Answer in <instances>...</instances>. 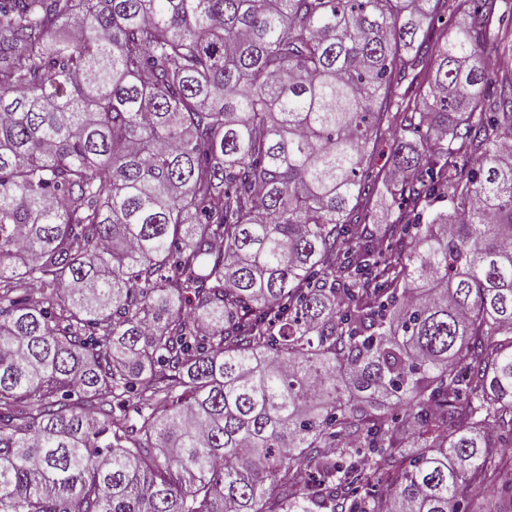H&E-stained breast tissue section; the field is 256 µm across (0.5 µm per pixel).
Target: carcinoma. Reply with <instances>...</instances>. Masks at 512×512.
Wrapping results in <instances>:
<instances>
[{"label": "carcinoma", "instance_id": "obj_1", "mask_svg": "<svg viewBox=\"0 0 512 512\" xmlns=\"http://www.w3.org/2000/svg\"><path fill=\"white\" fill-rule=\"evenodd\" d=\"M509 14L0 0V512H459L512 470ZM371 160L369 174L372 179L379 171L390 169L392 159V136L387 131L378 133V136L370 145ZM394 211L391 206V197L386 194L385 197L381 198L375 193H372L369 207V217L367 224H386L389 222L388 213Z\"/></svg>", "mask_w": 512, "mask_h": 512}]
</instances>
